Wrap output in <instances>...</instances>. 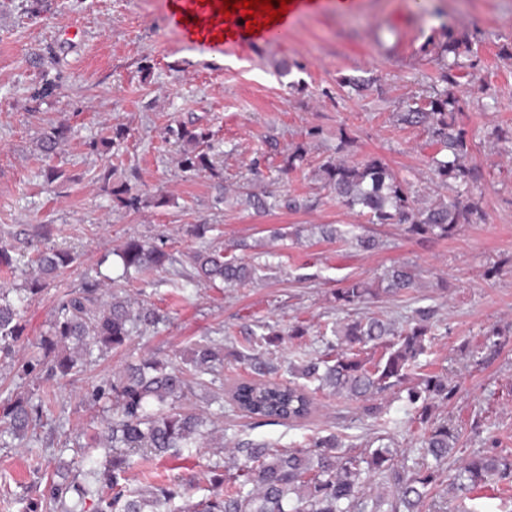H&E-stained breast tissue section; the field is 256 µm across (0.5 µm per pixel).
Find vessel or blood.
I'll list each match as a JSON object with an SVG mask.
<instances>
[{
  "label": "vessel or blood",
  "mask_w": 512,
  "mask_h": 512,
  "mask_svg": "<svg viewBox=\"0 0 512 512\" xmlns=\"http://www.w3.org/2000/svg\"><path fill=\"white\" fill-rule=\"evenodd\" d=\"M169 23L191 45L210 55H222L229 47L272 42L285 36L304 17L333 11L339 14L352 10L357 0H290L281 20L248 32L241 22V12L223 17L221 0H173Z\"/></svg>",
  "instance_id": "vessel-or-blood-1"
}]
</instances>
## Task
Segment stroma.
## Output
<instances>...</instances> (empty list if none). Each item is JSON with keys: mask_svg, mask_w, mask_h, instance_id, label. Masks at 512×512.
Returning <instances> with one entry per match:
<instances>
[{"mask_svg": "<svg viewBox=\"0 0 512 512\" xmlns=\"http://www.w3.org/2000/svg\"><path fill=\"white\" fill-rule=\"evenodd\" d=\"M28 8L27 0H0V244L27 262L41 225L50 224L52 245L78 259L25 305L15 354L0 359V403L55 394L36 430L39 460L20 441L0 447V485L15 495L0 512H45L31 485H47L57 467L78 461L80 446L103 460L89 441L108 413L90 393L127 364L148 358L185 363L204 341L244 351L261 323L285 327L301 320L307 336L265 356L272 378L287 379L289 363L322 349L325 327L344 318L334 300L343 279L372 281L398 261L417 268L419 287L380 295L359 312L401 323L417 308L434 310L436 337L421 361L455 385L433 416L460 431L436 488L447 512H457L448 488L463 462L476 455L512 460V143L489 136L496 127L512 131V0H361L355 12L305 18L277 43L219 58L167 26L166 0H54L36 17ZM447 25L474 49L457 93L459 121L471 139L469 163L479 172L469 188L478 213L443 240L409 234L400 224L381 227L383 246L373 253L316 235L286 246L281 234L298 225H364L315 177L318 166L339 153L340 140L348 142L345 158L382 159L415 194L436 191L427 135L401 124L398 115L435 87L434 57ZM348 77L368 79L369 91L348 95ZM180 123L211 130L223 153L222 179L178 167L163 132ZM60 124L70 132L51 162L63 178L50 184L39 138ZM115 124L128 127V139L107 153L91 152L89 141ZM269 136L276 147L266 144ZM298 145L304 162L284 170ZM256 158L257 176L250 170ZM106 164L113 183L138 195L137 207L99 191L94 177ZM244 189L283 202L297 197L305 205L259 213L242 200ZM203 223L210 230L200 240L192 229ZM131 236L163 246L173 262L111 290L157 310L161 322L134 329L123 346L95 354L86 371L66 382L48 381L49 361L37 344L60 299L119 271L114 251ZM206 242L224 244L255 265L253 280L234 288L199 280L191 255ZM26 262L0 271V286L21 290ZM254 376L247 365L226 359L222 380L188 403L218 413L228 381ZM375 402L389 428L368 417L361 402L326 392L317 394L311 418L298 424L247 426L228 414L219 427L230 438L286 447L333 432L353 454L383 441L398 456H416L419 425L405 396L390 390ZM226 460L210 448L186 461L136 456L131 473L174 479L195 501L224 478Z\"/></svg>", "mask_w": 512, "mask_h": 512, "instance_id": "1", "label": "stroma"}]
</instances>
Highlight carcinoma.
<instances>
[{
  "label": "carcinoma",
  "instance_id": "1",
  "mask_svg": "<svg viewBox=\"0 0 512 512\" xmlns=\"http://www.w3.org/2000/svg\"><path fill=\"white\" fill-rule=\"evenodd\" d=\"M437 62L440 80L458 85L465 68L460 57L471 53L469 45L446 31ZM459 98L443 90L430 100L408 105L399 115L404 124L422 125L435 152L428 165L439 183L467 184L474 178L468 158L471 143L468 133L456 121ZM67 128L57 127L44 133L40 148L49 155L57 150ZM166 135L183 146L179 164L183 171L213 173L222 163L214 152L211 131L180 124L168 127ZM128 136L122 124L109 127L106 135L89 142L93 152L120 145ZM323 184L345 207L367 219L369 224H406L409 231L425 238L451 236L460 224L469 222L476 204L463 202L460 196L428 202L410 198L406 181L400 179L379 159L365 163L327 160L317 169ZM96 180L103 191L123 205L134 208L138 196L125 185L112 184V169L100 170ZM247 204L257 212L279 206L270 195L245 193ZM315 233L360 251L378 250L382 241L373 233H354L335 224L312 226ZM123 274L145 272L164 267L169 254L158 245L136 237L127 238L116 252ZM192 261L199 278L217 280L227 287L249 282L254 267L224 249L212 245L195 251ZM74 262L71 252L49 248L38 254L35 275L27 281L23 298L38 295L48 281ZM102 283L91 280L79 291L65 295L57 315L39 345L54 354L49 375L65 379L75 369L93 362L94 351L122 346L135 328L155 326L157 311L134 307L116 294L101 301ZM418 286L416 270L407 263L386 269L377 285L348 278L336 289L340 307H356L379 294L397 295ZM20 309L0 288V357L14 354V345L22 335ZM308 327L297 321L284 332L266 326V333L254 344L277 346L284 340H299ZM334 339L326 340L325 349L308 353L299 364L289 365L288 381L263 380L266 362L254 353L236 356L260 379H236L227 385V405L242 418L268 423L294 424L307 420L315 412L316 393L330 390L365 403L367 416L387 426L374 397L387 390L406 393L415 410V420L423 429V463L397 466L388 447L367 455L340 451L342 441L334 433L313 437L303 448H276L268 442L240 439L230 449L236 473L224 484L198 502L187 499L183 485L173 481L149 482L140 487L129 484L130 454H168L180 460L193 456L199 448H222L224 440L212 442L213 430L207 423L217 417H205L193 408L181 406L188 388L187 370L175 363L145 360L129 367L115 384L96 386L92 397L108 403L111 417L99 436L106 455L103 470L87 462L84 480L63 478L52 482L49 512H422L429 487L436 483L439 465L455 448L456 428L446 420L432 417L436 404L448 401L455 387L448 377L422 372L420 356L431 345L433 324L430 311L418 309L406 324L398 326L377 317L358 316L331 327ZM190 365L198 385L207 387L205 375L216 376L224 368V348L199 344L193 350ZM44 399L32 402L17 398L0 408V444L7 438L23 440L41 421ZM380 475L389 485L384 493L370 492L372 477ZM488 479L511 480L512 463L493 457L467 460L452 488L463 491Z\"/></svg>",
  "mask_w": 512,
  "mask_h": 512
}]
</instances>
